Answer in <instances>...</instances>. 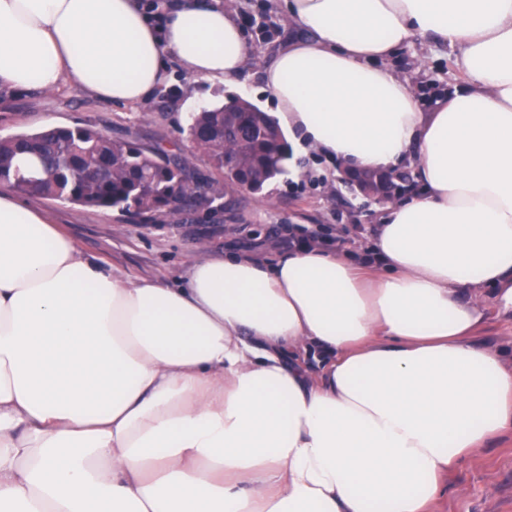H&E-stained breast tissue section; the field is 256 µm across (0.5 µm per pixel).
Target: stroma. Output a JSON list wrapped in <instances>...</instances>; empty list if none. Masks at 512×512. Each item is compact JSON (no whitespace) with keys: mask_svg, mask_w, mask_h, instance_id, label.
<instances>
[{"mask_svg":"<svg viewBox=\"0 0 512 512\" xmlns=\"http://www.w3.org/2000/svg\"><path fill=\"white\" fill-rule=\"evenodd\" d=\"M244 23L253 60L235 88L190 83L174 72L171 87L179 91L176 106L166 113L154 103L126 106L106 104L75 90L51 94H20L9 104L0 103V136L20 130L91 124L112 137H129L169 150L186 126L190 113L224 101L229 96L246 99L264 111L275 105L262 91V67L288 28L275 0H232ZM396 68L418 82L421 107L435 95L430 84L455 88L460 77L447 49H434L416 41L398 55ZM337 170L315 154L296 155L287 170L263 192H236L225 197L220 216L201 210L176 218L147 221L112 211L68 202L47 200L34 193L21 199L45 212L68 233L88 258L107 262L132 276L153 277L165 284L185 278L189 264L210 252L234 250L260 252L275 260L292 243L322 229L331 245L341 249L367 245L376 222L375 202L357 197L350 204L337 200L344 187ZM478 300L485 317L473 339L499 352L512 363V313L503 312L488 294ZM434 512H512V431L487 443L482 451L463 461L444 480V492Z\"/></svg>","mask_w":512,"mask_h":512,"instance_id":"1","label":"stroma"}]
</instances>
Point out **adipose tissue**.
Segmentation results:
<instances>
[{
  "instance_id": "obj_1",
  "label": "adipose tissue",
  "mask_w": 512,
  "mask_h": 512,
  "mask_svg": "<svg viewBox=\"0 0 512 512\" xmlns=\"http://www.w3.org/2000/svg\"><path fill=\"white\" fill-rule=\"evenodd\" d=\"M263 70L293 153L409 165L367 248L215 254L163 285L83 257L0 192V512H430L512 429V368L474 343L512 307V0H279ZM464 82L421 107L414 40ZM221 0H0V92L140 105L172 70L237 84Z\"/></svg>"
}]
</instances>
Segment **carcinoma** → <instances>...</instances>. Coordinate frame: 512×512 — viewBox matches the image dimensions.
<instances>
[{
    "instance_id": "1",
    "label": "carcinoma",
    "mask_w": 512,
    "mask_h": 512,
    "mask_svg": "<svg viewBox=\"0 0 512 512\" xmlns=\"http://www.w3.org/2000/svg\"><path fill=\"white\" fill-rule=\"evenodd\" d=\"M182 133L192 151H166L130 138H112L93 125L56 126L0 137V183L48 200L151 218L190 213L201 154L213 171V204L242 183L267 184L284 172L291 153L276 121L249 101L194 112ZM241 174L224 182V160Z\"/></svg>"
}]
</instances>
